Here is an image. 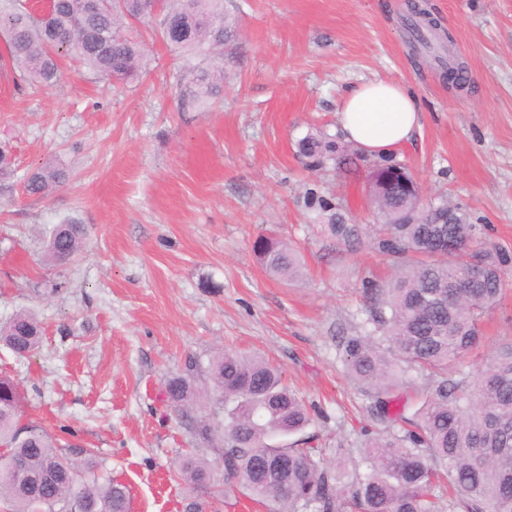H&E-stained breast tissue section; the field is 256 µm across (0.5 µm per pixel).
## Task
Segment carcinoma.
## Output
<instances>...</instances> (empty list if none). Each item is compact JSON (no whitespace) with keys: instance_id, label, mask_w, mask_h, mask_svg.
I'll return each mask as SVG.
<instances>
[{"instance_id":"obj_1","label":"carcinoma","mask_w":512,"mask_h":512,"mask_svg":"<svg viewBox=\"0 0 512 512\" xmlns=\"http://www.w3.org/2000/svg\"><path fill=\"white\" fill-rule=\"evenodd\" d=\"M147 0H53L39 13L22 0H0V66L35 84L56 86L68 59L79 69L124 83L146 69L143 44L127 34L148 22L170 48L215 61L191 74L182 104H203L224 87V52L239 40L237 20L224 0H160L150 16ZM299 149L306 158L336 153L335 143L308 135ZM69 170L47 165L32 173L24 191L44 196L66 185ZM369 202L376 224H347L335 205L317 199L329 233L349 242L365 234L397 274L370 289L373 302L362 311L360 334L344 344L352 376L374 393L373 414L382 424L364 451L367 472L353 478L329 466L314 448L274 446L271 435L302 430L310 418L305 403L284 383L282 372L257 356L221 352L199 388L189 375L170 378L165 398L189 418L197 441L220 449L224 485L240 486L249 498L270 501L279 512H512V344L502 346L483 369L463 368L448 376L483 339L488 313L500 301L512 256L479 244L459 208L429 206L415 180L398 164H380L370 177ZM84 227L72 221L54 227L47 243L50 260L77 254ZM254 254L283 280L301 275L295 251L272 237L259 238ZM482 278L468 281L473 263ZM42 338L37 316L23 311L0 322V344L14 354L34 352ZM428 381L417 420L394 430L390 393ZM216 393L215 406L203 415ZM21 395L0 377V497L9 512H129L127 488L110 479L77 484V470L98 467L93 450L77 462L57 438L19 422ZM177 477L209 498L224 494L214 485L210 464L193 452L180 458Z\"/></svg>"}]
</instances>
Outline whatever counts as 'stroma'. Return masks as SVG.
Wrapping results in <instances>:
<instances>
[{"instance_id": "1", "label": "stroma", "mask_w": 512, "mask_h": 512, "mask_svg": "<svg viewBox=\"0 0 512 512\" xmlns=\"http://www.w3.org/2000/svg\"><path fill=\"white\" fill-rule=\"evenodd\" d=\"M461 54L465 87L414 49L406 0H224L240 39L224 89L182 108L186 57L143 25L148 66L124 85L64 72L54 88L0 74V143L15 174L0 180V320L35 313L45 335L20 357L0 346L25 419L62 433L72 453L94 449L103 475L127 486L130 512H187L195 493L175 477L197 447L163 399L167 379L220 351L279 366L312 422L283 437L319 448L329 464L361 463L373 400L347 367L343 340L359 332L367 282L393 271L368 237L339 243L312 203L334 199L348 223L376 221L366 190L372 156L343 175L310 166V134L354 154L339 124L343 92L375 79L414 91L421 126L387 155L424 199L461 208L484 246L512 253V0H425ZM72 173L43 197L25 178L50 162ZM84 225L81 251L55 263V225ZM273 235L296 249L302 274L270 276L253 246ZM512 343V290L490 315L464 369Z\"/></svg>"}]
</instances>
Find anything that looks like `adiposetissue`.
<instances>
[{"mask_svg": "<svg viewBox=\"0 0 512 512\" xmlns=\"http://www.w3.org/2000/svg\"><path fill=\"white\" fill-rule=\"evenodd\" d=\"M340 123L348 140L370 155L392 151L420 126V109L412 91L391 80L348 88L340 103Z\"/></svg>", "mask_w": 512, "mask_h": 512, "instance_id": "1", "label": "adipose tissue"}]
</instances>
